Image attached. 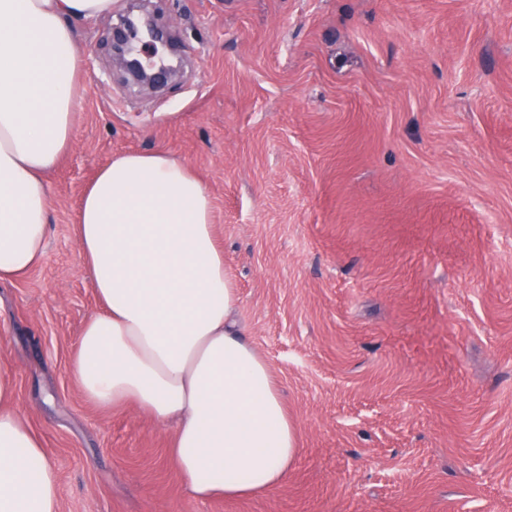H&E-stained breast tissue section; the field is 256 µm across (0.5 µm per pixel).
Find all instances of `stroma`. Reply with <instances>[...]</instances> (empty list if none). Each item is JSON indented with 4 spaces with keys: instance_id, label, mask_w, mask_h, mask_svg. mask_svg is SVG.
Here are the masks:
<instances>
[{
    "instance_id": "stroma-1",
    "label": "stroma",
    "mask_w": 512,
    "mask_h": 512,
    "mask_svg": "<svg viewBox=\"0 0 512 512\" xmlns=\"http://www.w3.org/2000/svg\"><path fill=\"white\" fill-rule=\"evenodd\" d=\"M130 5L72 22L84 94L45 254L0 282V365L60 512H512V0H143L183 58L153 87L112 52ZM133 151L207 186L296 427L256 496L195 497L173 427L71 372L100 309L79 204Z\"/></svg>"
}]
</instances>
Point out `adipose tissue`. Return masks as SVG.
Masks as SVG:
<instances>
[{
    "mask_svg": "<svg viewBox=\"0 0 512 512\" xmlns=\"http://www.w3.org/2000/svg\"><path fill=\"white\" fill-rule=\"evenodd\" d=\"M111 11L112 0H0V281L45 252V176L72 144L81 99L69 21ZM211 212L206 186L174 155L125 153L99 171L78 234L102 309L73 373L93 401H132L175 423L172 456L193 495L239 498L280 483L297 434L236 319ZM12 397L0 370V512H59L56 473Z\"/></svg>",
    "mask_w": 512,
    "mask_h": 512,
    "instance_id": "ef3b65f1",
    "label": "adipose tissue"
}]
</instances>
